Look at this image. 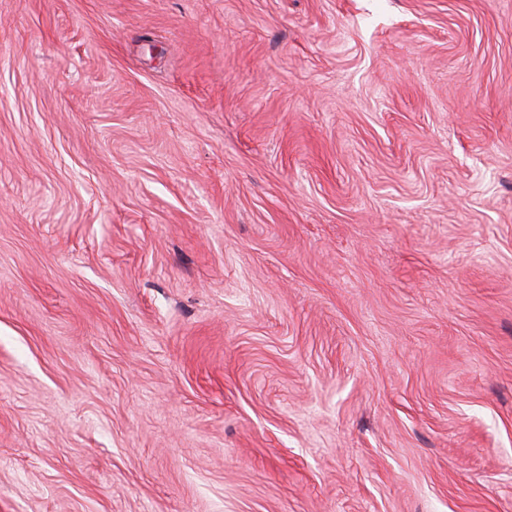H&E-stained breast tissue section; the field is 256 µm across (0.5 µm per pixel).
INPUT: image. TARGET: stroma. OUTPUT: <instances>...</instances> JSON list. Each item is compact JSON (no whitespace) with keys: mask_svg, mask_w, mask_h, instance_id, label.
Returning <instances> with one entry per match:
<instances>
[{"mask_svg":"<svg viewBox=\"0 0 512 512\" xmlns=\"http://www.w3.org/2000/svg\"><path fill=\"white\" fill-rule=\"evenodd\" d=\"M0 512H512V0H0Z\"/></svg>","mask_w":512,"mask_h":512,"instance_id":"35a3bbf8","label":"stroma"}]
</instances>
